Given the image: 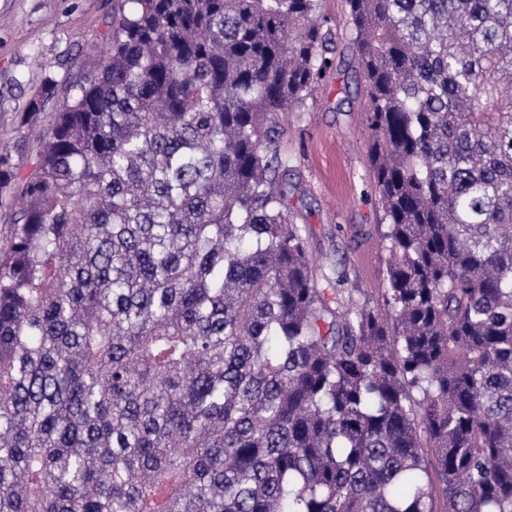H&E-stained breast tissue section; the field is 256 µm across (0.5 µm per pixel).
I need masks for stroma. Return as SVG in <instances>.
I'll use <instances>...</instances> for the list:
<instances>
[{
	"mask_svg": "<svg viewBox=\"0 0 512 512\" xmlns=\"http://www.w3.org/2000/svg\"><path fill=\"white\" fill-rule=\"evenodd\" d=\"M120 6L121 0H0V138L15 137L30 99L48 82L55 93L38 128L49 134L51 112L96 66ZM323 10L337 33L332 64L305 107L289 113L280 150L292 160L297 191L288 205L316 261L315 273L342 262L348 286L361 300L384 284L385 226L367 152L368 99L345 5L324 0Z\"/></svg>",
	"mask_w": 512,
	"mask_h": 512,
	"instance_id": "obj_1",
	"label": "stroma"
}]
</instances>
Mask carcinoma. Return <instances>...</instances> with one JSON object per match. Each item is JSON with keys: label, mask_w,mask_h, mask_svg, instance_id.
<instances>
[{"label": "carcinoma", "mask_w": 512, "mask_h": 512, "mask_svg": "<svg viewBox=\"0 0 512 512\" xmlns=\"http://www.w3.org/2000/svg\"><path fill=\"white\" fill-rule=\"evenodd\" d=\"M0 152V512H512V0H346L390 262L288 215L323 0H125Z\"/></svg>", "instance_id": "1"}]
</instances>
